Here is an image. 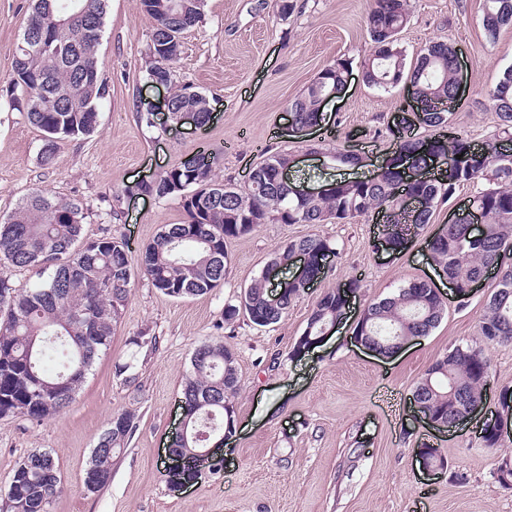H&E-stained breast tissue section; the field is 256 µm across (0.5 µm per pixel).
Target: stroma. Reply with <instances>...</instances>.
I'll return each instance as SVG.
<instances>
[{
	"label": "stroma",
	"instance_id": "stroma-1",
	"mask_svg": "<svg viewBox=\"0 0 512 512\" xmlns=\"http://www.w3.org/2000/svg\"><path fill=\"white\" fill-rule=\"evenodd\" d=\"M290 17L271 0H207L200 23L185 34L176 80L205 93L213 109L203 127L157 112L141 123L136 106L162 103L167 88L146 78L151 20L139 0H108L100 67L110 95L99 127L66 140L51 165L40 162L42 133L25 113L0 101V218L33 189L80 203L82 235L117 237L139 252L163 225L185 221L180 197L134 198L125 186L153 178L199 152L216 154L218 180L245 187L250 169L266 152L303 157L312 151L352 150L371 171L397 141L394 121L410 101L408 85L383 91L366 84L372 44L369 0H294ZM483 0H413L411 21L399 42L408 59L445 41L458 54L464 95L451 124L481 143L499 132L487 92L512 67V26L489 39ZM31 0H0V81L9 78ZM349 64L347 85L323 109V125L288 135V104L330 62ZM486 180L457 187L439 205L420 236L402 252L382 248L374 216L352 224L258 226L227 241L231 262L221 285L207 294L175 299L154 288L142 272L131 280L128 301L110 350L97 359L73 402L39 422L0 418V499L14 469L34 450L59 466L64 489L51 512H512V489L497 479L503 455H512V430L503 449L486 447L480 425L437 433L413 416L412 393L426 368L455 347L472 342L497 280L487 278L467 299L457 298L428 256L427 242L454 202L488 188ZM320 236L336 255L327 274L269 327L246 317L224 321L236 300L288 240ZM412 279H432L447 313L431 335L383 359L354 341L364 308ZM346 316L330 336L293 355L312 308L324 293L347 287ZM156 336L153 350L129 339L140 330ZM221 341L237 356L241 391L234 401L235 432L227 462L202 466L190 481L173 477L167 445L180 427V397L193 350ZM131 363L126 383L116 365ZM134 411L140 426L116 453L112 479L98 492L83 486L99 435L113 415ZM438 448L447 468L426 476L417 458L423 444Z\"/></svg>",
	"mask_w": 512,
	"mask_h": 512
}]
</instances>
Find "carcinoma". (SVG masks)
Instances as JSON below:
<instances>
[{"label":"carcinoma","instance_id":"cac0c4a2","mask_svg":"<svg viewBox=\"0 0 512 512\" xmlns=\"http://www.w3.org/2000/svg\"><path fill=\"white\" fill-rule=\"evenodd\" d=\"M152 20L145 59L146 75L166 81L170 115L175 119L191 110L206 124L209 98L191 86L178 85L175 65L182 39L200 21L206 0H139ZM411 0H372L368 30L373 52L364 65L365 82L387 90L404 81L422 105L419 126L448 128L431 139L441 169L437 176L409 187L424 210L415 216L401 210L399 184L404 162H424L419 140L409 139L383 155L374 180H333L326 195L312 201L288 193L276 179L277 168L289 154L277 151L255 165L247 187L228 185L218 199L211 192L224 186L214 176L210 154L198 152L150 183L128 186L124 192L163 199L181 198L187 220L167 224L139 253L140 270L152 285L172 298L204 295L224 282L230 262L224 243L251 233L268 222L280 224L349 223L370 212L382 214L388 249L404 250L419 235L439 204L456 187L485 179L492 187L474 195L482 211L484 229L475 237L469 226L447 224L427 243L436 266L456 280L461 297L469 283L490 266L500 271L490 295L475 342L458 346L433 362L413 390L421 411L435 421L451 422L483 399L489 385L487 351L512 342V159L502 157L497 140L477 148L464 134L450 129L451 108L458 86L456 51L437 42L417 55L406 68L398 34L411 17ZM107 13V0H34L32 12L17 46L12 73L0 84V99L26 113L43 133L40 160L49 165L60 144L72 137L91 135L98 126L100 107L109 97V80L98 65V48ZM483 28L495 38L512 26V0H485ZM39 39L43 50L29 49L26 35ZM348 64L338 60L326 66L301 96L288 104L298 126H318L320 98L342 92ZM488 101L501 121L502 133L512 132V68L505 70L488 92ZM468 156L460 163L457 156ZM84 208L37 189L0 221V260L20 268L37 269L40 279L30 288H17L0 276V417L19 416L41 421L72 402L78 387L99 355L110 350L112 333L129 298L132 278L130 248L122 238H100L75 248L81 239ZM305 256L300 272L288 283L277 305L270 304L265 275L254 278L238 303L224 306V321L246 316L259 327L279 323L292 302L304 293V284L326 274L331 245L320 237L292 239L278 247L271 261L288 267L295 252ZM346 290L328 291L317 300L307 327L294 347L299 355L313 348L323 327L344 315ZM447 312L446 302L424 280L413 279L396 293L370 303L354 333L377 353L389 358L398 340H416L431 334ZM241 389L234 350L222 342H205L191 356V371L182 389L190 414L188 440L171 447L188 462L197 460L196 433L224 432V413L233 411ZM138 430V416L124 411L112 417L98 437L90 466L106 486L112 478V458ZM481 431L486 446H502L504 432L487 419ZM0 512H50L63 490L54 458L45 451L30 452L16 467Z\"/></svg>","mask_w":512,"mask_h":512}]
</instances>
